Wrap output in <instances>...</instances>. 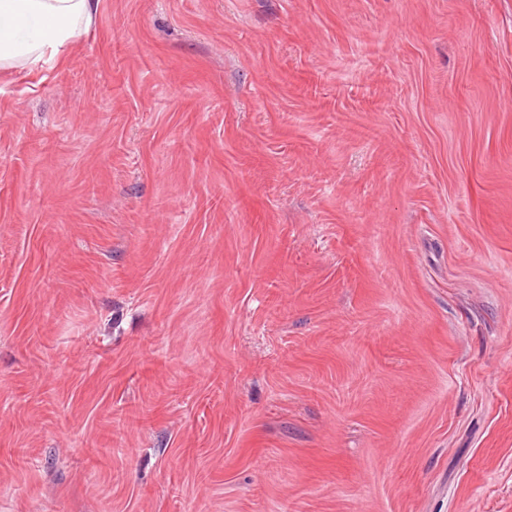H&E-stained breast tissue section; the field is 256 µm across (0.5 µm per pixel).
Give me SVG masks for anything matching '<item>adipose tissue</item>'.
Instances as JSON below:
<instances>
[{"label": "adipose tissue", "instance_id": "adipose-tissue-1", "mask_svg": "<svg viewBox=\"0 0 512 512\" xmlns=\"http://www.w3.org/2000/svg\"><path fill=\"white\" fill-rule=\"evenodd\" d=\"M100 0H0V69L58 55L90 26Z\"/></svg>", "mask_w": 512, "mask_h": 512}]
</instances>
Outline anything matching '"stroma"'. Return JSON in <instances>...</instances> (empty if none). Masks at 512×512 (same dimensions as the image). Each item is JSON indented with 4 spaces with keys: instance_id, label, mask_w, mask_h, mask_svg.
<instances>
[{
    "instance_id": "obj_1",
    "label": "stroma",
    "mask_w": 512,
    "mask_h": 512,
    "mask_svg": "<svg viewBox=\"0 0 512 512\" xmlns=\"http://www.w3.org/2000/svg\"><path fill=\"white\" fill-rule=\"evenodd\" d=\"M0 512H512V0H101L1 70Z\"/></svg>"
}]
</instances>
